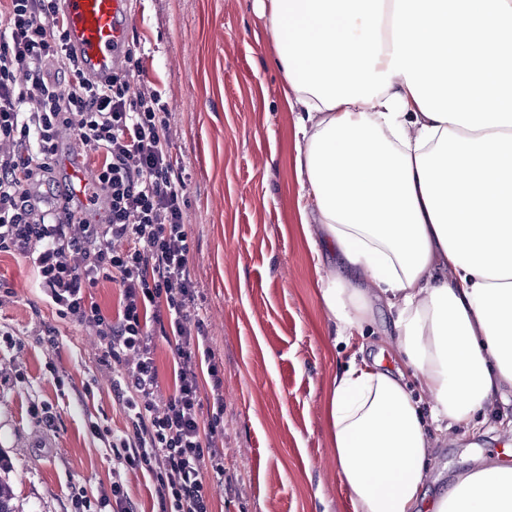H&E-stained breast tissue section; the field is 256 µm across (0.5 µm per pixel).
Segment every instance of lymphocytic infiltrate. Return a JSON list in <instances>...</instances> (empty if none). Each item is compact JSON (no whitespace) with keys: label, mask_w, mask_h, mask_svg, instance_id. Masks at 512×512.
Wrapping results in <instances>:
<instances>
[{"label":"lymphocytic infiltrate","mask_w":512,"mask_h":512,"mask_svg":"<svg viewBox=\"0 0 512 512\" xmlns=\"http://www.w3.org/2000/svg\"><path fill=\"white\" fill-rule=\"evenodd\" d=\"M132 56L105 86L87 83L68 49L58 0H8L0 32V253L32 258L56 315L93 331L101 364L112 369V398L125 432L112 460L146 475L156 512H211V485L224 481V379L206 345L200 293L189 269L184 185L176 174L159 95L130 93ZM68 74L66 86L46 69ZM70 130L100 162L96 199L74 187L32 214L30 184L60 165V130ZM120 289L116 317L92 297L100 280ZM174 353V392L157 406L156 336Z\"/></svg>","instance_id":"1"}]
</instances>
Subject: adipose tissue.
Instances as JSON below:
<instances>
[{
	"label": "adipose tissue",
	"instance_id": "obj_1",
	"mask_svg": "<svg viewBox=\"0 0 512 512\" xmlns=\"http://www.w3.org/2000/svg\"><path fill=\"white\" fill-rule=\"evenodd\" d=\"M259 3L335 334L352 342L381 304L401 362L353 357L330 385L351 512H512L508 465L422 490L431 433L472 428L512 387V0Z\"/></svg>",
	"mask_w": 512,
	"mask_h": 512
}]
</instances>
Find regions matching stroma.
<instances>
[{
	"instance_id": "35a3bbf8",
	"label": "stroma",
	"mask_w": 512,
	"mask_h": 512,
	"mask_svg": "<svg viewBox=\"0 0 512 512\" xmlns=\"http://www.w3.org/2000/svg\"><path fill=\"white\" fill-rule=\"evenodd\" d=\"M127 13L140 66L131 89L151 87L167 112L189 271L224 373L227 479L212 488V512H350L327 404L352 350L300 229L296 115L265 20L255 0H128ZM100 351L92 331L42 301L31 260L0 254V458L17 512H71L72 488L94 500L116 477L109 445L126 416ZM435 448L432 495L484 463L512 465V399Z\"/></svg>"
}]
</instances>
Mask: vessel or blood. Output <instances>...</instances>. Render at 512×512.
I'll use <instances>...</instances> for the list:
<instances>
[{"label":"vessel or blood","instance_id":"vessel-or-blood-1","mask_svg":"<svg viewBox=\"0 0 512 512\" xmlns=\"http://www.w3.org/2000/svg\"><path fill=\"white\" fill-rule=\"evenodd\" d=\"M125 5V0L61 2L68 23L69 47L92 82H107L125 57Z\"/></svg>","mask_w":512,"mask_h":512}]
</instances>
